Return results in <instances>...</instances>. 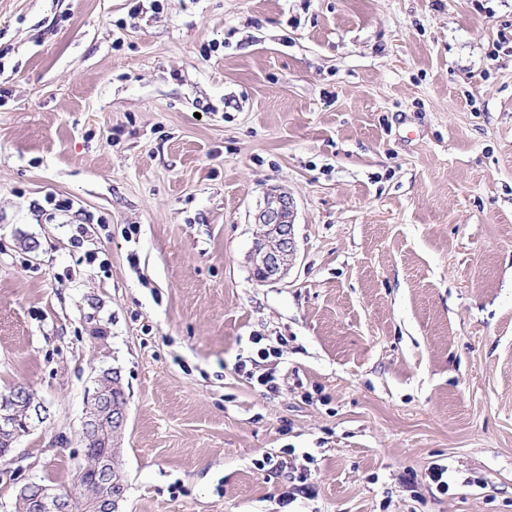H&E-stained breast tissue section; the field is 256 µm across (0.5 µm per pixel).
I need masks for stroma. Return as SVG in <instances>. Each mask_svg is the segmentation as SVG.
Masks as SVG:
<instances>
[{
	"instance_id": "35a3bbf8",
	"label": "stroma",
	"mask_w": 512,
	"mask_h": 512,
	"mask_svg": "<svg viewBox=\"0 0 512 512\" xmlns=\"http://www.w3.org/2000/svg\"><path fill=\"white\" fill-rule=\"evenodd\" d=\"M107 368L117 512H512V0H0V391L49 408L0 512L70 484ZM294 202L285 193L268 195L256 215L253 274L260 282L281 280L297 258ZM280 356V351L273 346L261 347L257 350L258 360L256 358L248 360L251 364V369H247L246 362H242L237 365L236 370L245 374L247 379L254 381L256 385L264 389V391L277 392L280 388V384L274 369H267L257 376L253 369H257L261 366L260 363L267 362L271 357L280 358Z\"/></svg>"
}]
</instances>
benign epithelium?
I'll list each match as a JSON object with an SVG mask.
<instances>
[{
    "label": "benign epithelium",
    "mask_w": 512,
    "mask_h": 512,
    "mask_svg": "<svg viewBox=\"0 0 512 512\" xmlns=\"http://www.w3.org/2000/svg\"><path fill=\"white\" fill-rule=\"evenodd\" d=\"M296 258L294 202L285 193L269 195L256 215L255 246L251 255L253 274L260 282L280 280ZM19 399L20 395L15 393L0 402L1 432L11 433L20 423L30 429L46 419V408L42 405L32 404L27 407L25 414H16L13 406ZM125 421V405L116 402L112 384L103 372L96 379L81 433L89 469L103 475V479L89 499L84 501L80 512H112V477L119 470L116 456L106 451L97 454L87 450V447L100 432L121 430ZM38 512H72V503L53 492L50 486L44 485L38 498Z\"/></svg>",
    "instance_id": "obj_1"
}]
</instances>
